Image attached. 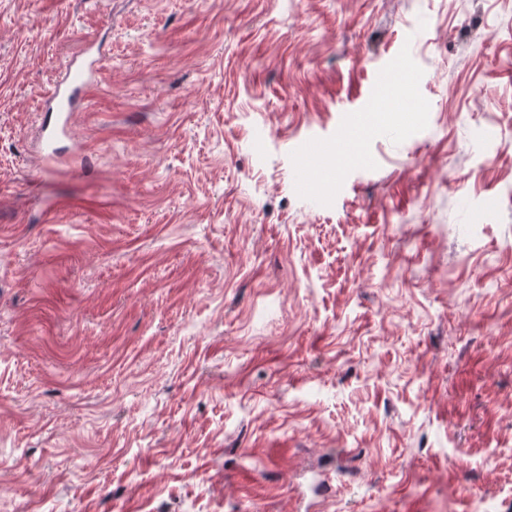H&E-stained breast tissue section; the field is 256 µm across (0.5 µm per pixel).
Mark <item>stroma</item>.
<instances>
[{"mask_svg": "<svg viewBox=\"0 0 512 512\" xmlns=\"http://www.w3.org/2000/svg\"><path fill=\"white\" fill-rule=\"evenodd\" d=\"M304 468L512 512V0H0V512H297ZM97 59L71 60L65 72L53 85L47 99L46 119L39 132V145L44 158H52L67 135L72 112L77 102L85 99L87 89L97 81Z\"/></svg>", "mask_w": 512, "mask_h": 512, "instance_id": "obj_1", "label": "stroma"}]
</instances>
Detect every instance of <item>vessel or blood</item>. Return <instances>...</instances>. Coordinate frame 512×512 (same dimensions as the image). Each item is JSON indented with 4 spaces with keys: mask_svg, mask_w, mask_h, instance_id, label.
I'll return each mask as SVG.
<instances>
[{
    "mask_svg": "<svg viewBox=\"0 0 512 512\" xmlns=\"http://www.w3.org/2000/svg\"><path fill=\"white\" fill-rule=\"evenodd\" d=\"M97 79L96 58L89 56L66 65L46 99V119L39 132V145L44 157L50 158L57 153L59 143L67 134L75 104L84 100L87 89Z\"/></svg>",
    "mask_w": 512,
    "mask_h": 512,
    "instance_id": "obj_1",
    "label": "vessel or blood"
}]
</instances>
